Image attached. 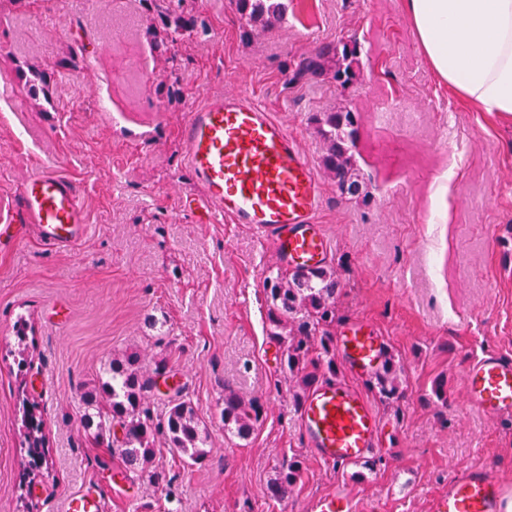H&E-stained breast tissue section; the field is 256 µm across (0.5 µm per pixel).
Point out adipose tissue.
<instances>
[{
  "mask_svg": "<svg viewBox=\"0 0 512 512\" xmlns=\"http://www.w3.org/2000/svg\"><path fill=\"white\" fill-rule=\"evenodd\" d=\"M438 77L479 111L512 120V0H403Z\"/></svg>",
  "mask_w": 512,
  "mask_h": 512,
  "instance_id": "obj_1",
  "label": "adipose tissue"
}]
</instances>
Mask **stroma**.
Instances as JSON below:
<instances>
[{
	"mask_svg": "<svg viewBox=\"0 0 512 512\" xmlns=\"http://www.w3.org/2000/svg\"><path fill=\"white\" fill-rule=\"evenodd\" d=\"M206 41L183 40L173 71L142 66V0H27L0 7V215L22 183L50 169L81 191L88 231L77 245H43L27 225L0 244V512H61L70 494L100 490L108 512H306L335 489L355 512H426L459 464L493 466L512 493V413L490 418L464 401L463 374L485 351L512 358V122L462 103L422 54L402 0H293L288 24L252 41L231 0H198ZM357 42L359 75L290 83L318 47ZM85 43L79 66L58 69L55 109L39 111L15 66L54 63ZM177 81L185 97L157 92ZM245 89L267 105L312 162L322 141L312 117L357 113V159L369 201L340 195L326 173L318 215L327 264L343 285L344 320L376 328L407 380L397 406L376 404L372 468L332 465L307 447L283 385L281 350L266 333L263 279L276 259L241 224L182 209L199 195L177 128L209 95ZM450 175L446 197L437 189ZM448 223L433 221L439 203ZM28 323L27 375L14 363V323ZM167 369L209 429V456L186 466L160 448L154 479L122 468L109 442L87 441L82 385L127 349ZM444 400L424 401L436 381ZM256 400L245 440L226 434L221 397ZM46 418L53 466L20 498L26 450L20 395ZM299 457L297 485L281 499L265 487Z\"/></svg>",
	"mask_w": 512,
	"mask_h": 512,
	"instance_id": "35a3bbf8",
	"label": "stroma"
}]
</instances>
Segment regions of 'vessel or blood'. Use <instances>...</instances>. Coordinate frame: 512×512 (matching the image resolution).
Wrapping results in <instances>:
<instances>
[{"label": "vessel or blood", "mask_w": 512, "mask_h": 512, "mask_svg": "<svg viewBox=\"0 0 512 512\" xmlns=\"http://www.w3.org/2000/svg\"><path fill=\"white\" fill-rule=\"evenodd\" d=\"M186 165L202 194L196 203L210 218L242 224L266 237L276 258L295 268H316L329 239L316 216L325 195L313 164L296 138L250 91L235 89L191 106L178 128ZM191 199H182L189 207ZM13 221L36 224L41 240L70 247L85 234L76 184L43 170L18 190ZM345 364L373 371L385 347L374 331L354 327L340 337ZM466 403L495 417L512 412V359L495 352L475 358L463 376ZM307 445L318 459L336 464L362 460L377 447L379 417L369 400L341 380L323 382L300 410ZM504 486L494 470L471 464L454 469L448 488L431 497L428 512H503ZM63 512H104L100 497L77 493ZM306 512H354L347 493L312 498Z\"/></svg>", "instance_id": "vessel-or-blood-1"}]
</instances>
